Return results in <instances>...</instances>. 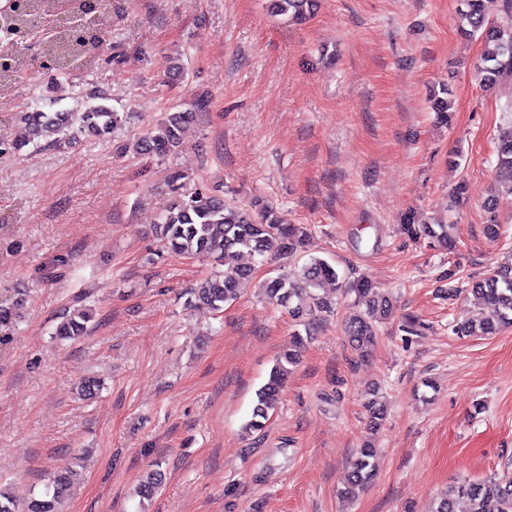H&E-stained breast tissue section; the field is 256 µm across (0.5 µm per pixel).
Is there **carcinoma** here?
I'll return each mask as SVG.
<instances>
[{
  "instance_id": "carcinoma-1",
  "label": "carcinoma",
  "mask_w": 512,
  "mask_h": 512,
  "mask_svg": "<svg viewBox=\"0 0 512 512\" xmlns=\"http://www.w3.org/2000/svg\"><path fill=\"white\" fill-rule=\"evenodd\" d=\"M315 6V0H269L270 13L283 16L290 23L308 19ZM107 9H112V0H67V19L56 21L50 34L39 38L40 43L49 44L48 49L41 51L44 65L63 77L68 76L74 66L96 67L106 42L97 16ZM458 16L463 37L478 35L483 40V52L476 65L483 89L490 92L505 80L512 82V28H503L489 20L483 0H459ZM43 23L41 0H20L0 9V46L9 48L7 60L15 74L28 66L18 45L38 38L43 32ZM105 100V94H94L83 110L63 112L56 109L59 96L55 95V90L48 91L35 109L18 114L24 134L17 139L0 141V155L21 152L31 145L59 147L70 140V132L74 130L97 139L116 137L129 122L130 115L105 104ZM207 106L208 98L201 96L191 111L168 112L154 128L131 143L119 145V149L130 148L137 154L163 159L180 146L183 127L192 112H201ZM496 165L499 181L512 193V125L498 137ZM184 179L179 171L168 176L174 200L161 217L159 235L175 254L212 258L224 266L223 271L204 279L192 290L196 302L220 313L224 305L236 300L240 285L254 275V267L240 262L243 255L264 260L292 257L302 247L308 228L285 223L280 212L272 207L262 208L260 217L254 219L217 196L199 190L188 193L184 191ZM402 230L411 238L425 236L439 248H446L454 241V225L439 221L418 224L412 215L407 217ZM336 280L338 274L327 261L312 258L300 267L265 281L264 291L308 330L317 314L331 312L332 302L321 296L320 290L324 283ZM470 291L498 310V322L487 321L475 313L452 325L456 335L489 336L502 325L512 326V264L491 269L471 284ZM351 292L355 300L345 319L344 333L351 348L362 357L373 346L380 324L393 316L395 300L381 293L366 278L359 279ZM20 308L19 300L0 301V326L13 323L19 317ZM90 320L89 312L75 310L62 317L55 337L61 341L77 340L87 334ZM302 345L303 338L298 335L288 345V351L276 359L267 382L256 392L251 416L243 424L245 434L251 436L266 427L292 367L300 360ZM364 409L368 426L373 431L378 430L387 415L385 396L379 389L372 388L366 393ZM375 455L373 442L365 441L350 464L343 491L345 497L355 496L373 480ZM71 477L72 471L68 468L58 472L53 484L41 496L28 499L24 512H61ZM461 501L469 504L467 512H512V470L506 468L481 480H462L436 500L433 512H457Z\"/></svg>"
}]
</instances>
